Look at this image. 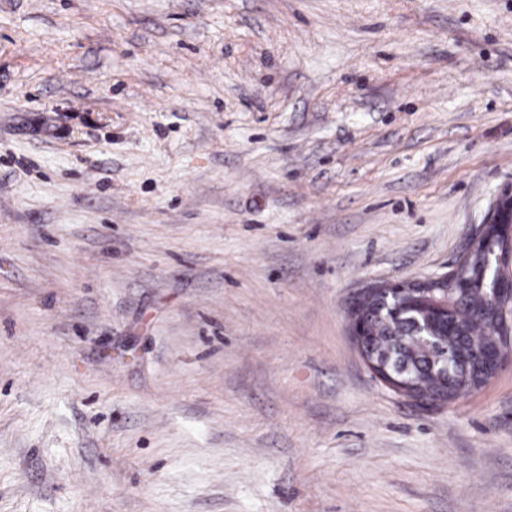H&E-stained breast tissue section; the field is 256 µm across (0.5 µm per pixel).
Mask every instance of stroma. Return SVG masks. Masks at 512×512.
<instances>
[{
	"mask_svg": "<svg viewBox=\"0 0 512 512\" xmlns=\"http://www.w3.org/2000/svg\"><path fill=\"white\" fill-rule=\"evenodd\" d=\"M508 183L512 0H0V512H512L347 319Z\"/></svg>",
	"mask_w": 512,
	"mask_h": 512,
	"instance_id": "35a3bbf8",
	"label": "stroma"
}]
</instances>
